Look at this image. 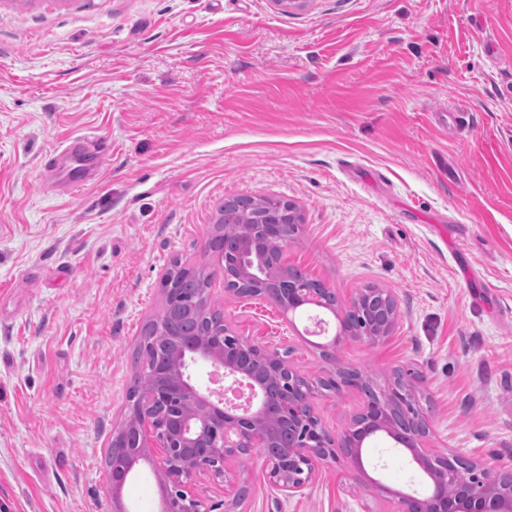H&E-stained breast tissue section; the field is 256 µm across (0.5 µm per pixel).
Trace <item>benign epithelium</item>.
<instances>
[{"mask_svg":"<svg viewBox=\"0 0 512 512\" xmlns=\"http://www.w3.org/2000/svg\"><path fill=\"white\" fill-rule=\"evenodd\" d=\"M297 206L288 203L265 224L254 225L236 250L224 252L227 265L242 268L251 279L261 270L240 264L249 258L252 244L267 243L286 268L285 251L290 238L289 225L301 227ZM226 292L241 298L268 299L267 290L244 288L241 278L226 273ZM282 303L292 309L300 305H326L329 288H307L289 275L276 280ZM396 298L383 288H367L344 307L340 335L377 341L388 336L398 317ZM199 365H209L214 373L235 385L250 381L253 392L248 405L235 416L224 411V394H215L193 380ZM152 375L155 379L148 397L129 408L135 419L138 439L128 443L127 434L118 432L109 451L108 477L112 485V512H127L122 490L133 468L141 462L153 465L164 493L160 512H204L202 503L188 491L200 474H209L224 483V512L239 505L238 483L227 471L230 453L248 456L255 448L264 449L269 481L284 496L302 492L323 465L342 459L359 458L363 440L384 432L413 452L420 468L430 465L447 470H467L466 479L448 488L449 481L430 477L432 491L423 496L400 497V512H512V467H488L459 457L431 456L419 450L428 433L427 418L417 396L418 377L411 369L392 379L387 394L373 403L366 402L350 424L336 435L330 434L314 411V399L328 393L364 384L360 371L336 368L325 375L297 372L288 360L263 345L234 335L225 322L206 334L182 337L175 347L157 355ZM288 423V447L274 452L272 426Z\"/></svg>","mask_w":512,"mask_h":512,"instance_id":"benign-epithelium-1","label":"benign epithelium"}]
</instances>
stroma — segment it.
<instances>
[{
  "label": "stroma",
  "mask_w": 512,
  "mask_h": 512,
  "mask_svg": "<svg viewBox=\"0 0 512 512\" xmlns=\"http://www.w3.org/2000/svg\"><path fill=\"white\" fill-rule=\"evenodd\" d=\"M90 131L99 172L49 191L45 156ZM237 196L293 202L288 264L342 305L393 293L390 335L335 341L329 312L309 336L308 310L225 292L203 246ZM176 264L302 374L414 369L424 452L512 461V0H0V512H112L132 355ZM364 402L314 409L335 434ZM362 462L286 500L252 451L237 512H397L429 484L383 434ZM123 499L159 512L150 465Z\"/></svg>",
  "instance_id": "stroma-1"
}]
</instances>
